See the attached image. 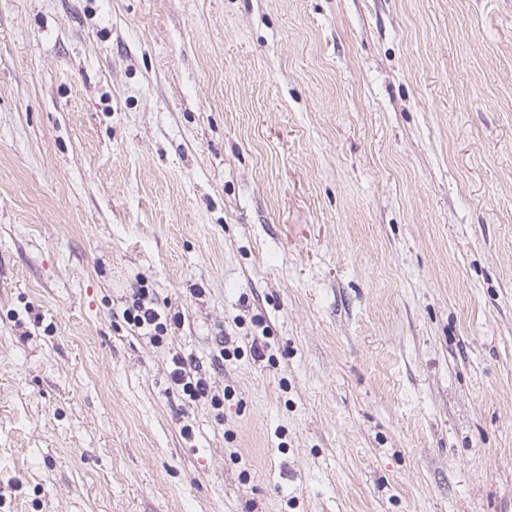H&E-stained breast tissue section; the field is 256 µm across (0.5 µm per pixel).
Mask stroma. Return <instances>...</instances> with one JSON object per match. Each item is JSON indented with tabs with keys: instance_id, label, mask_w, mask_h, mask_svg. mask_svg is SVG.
Returning a JSON list of instances; mask_svg holds the SVG:
<instances>
[{
	"instance_id": "35a3bbf8",
	"label": "stroma",
	"mask_w": 512,
	"mask_h": 512,
	"mask_svg": "<svg viewBox=\"0 0 512 512\" xmlns=\"http://www.w3.org/2000/svg\"><path fill=\"white\" fill-rule=\"evenodd\" d=\"M0 512H512V0H0ZM121 315L132 332L148 336L156 344L163 343L170 337L169 330L181 324V314L176 312L172 315L170 311L161 309L150 297L148 288H136ZM173 369L170 373L173 385L188 403L206 400L214 410L224 406V396L213 394L210 384L201 373L200 365L193 358L183 357L175 351L172 355Z\"/></svg>"
}]
</instances>
